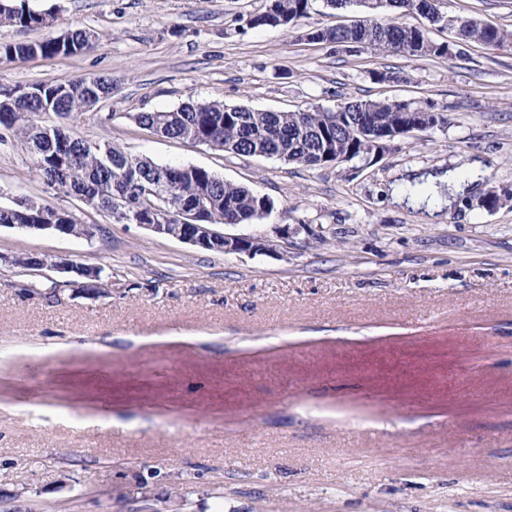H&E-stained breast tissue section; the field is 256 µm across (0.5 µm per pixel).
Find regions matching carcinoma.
Here are the masks:
<instances>
[{"instance_id": "1", "label": "carcinoma", "mask_w": 512, "mask_h": 512, "mask_svg": "<svg viewBox=\"0 0 512 512\" xmlns=\"http://www.w3.org/2000/svg\"><path fill=\"white\" fill-rule=\"evenodd\" d=\"M313 0H269L265 12L247 19L251 28L271 26L290 32L309 16ZM337 12L358 6L365 13L360 19L312 29L311 42L328 44L348 53L370 51L403 57L450 59L459 44L485 46L501 44L507 33L497 27L463 18L454 29L453 40L432 38L431 29L444 26L438 4L425 7L426 0H323ZM416 13L428 21L417 27L405 22ZM0 23L23 29L46 27L49 15L31 10L25 3L0 0ZM98 36L76 29L59 38L35 43L0 44V61L40 55L53 58L82 53L95 46ZM36 94L18 101L0 100V144L11 143L34 157L35 171L51 188L75 194L91 207L107 213L131 211L145 206L135 191V181H165L174 196L168 201L150 199V210H173L182 202L207 199L206 209L197 213V224H252L273 211L275 203L249 189L224 181L197 166H161L146 157L126 152L109 141L91 142L72 136L62 120L91 111L101 93L112 92L106 78L75 79L65 85L45 81L35 85ZM420 112L430 113V128L448 125L447 108L433 102L418 106L404 100L345 98L333 108L316 107L307 111L275 112L246 105L228 106L222 102L186 103L176 109L143 112L137 123L157 129L163 137L187 140L235 156H264L309 169L325 166L322 152L327 145L344 160L373 154V134L357 127L366 117L401 139L408 137L409 125ZM0 224H66L70 234L91 235L74 218L48 203L25 200L19 207H0Z\"/></svg>"}]
</instances>
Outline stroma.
Masks as SVG:
<instances>
[{
  "label": "stroma",
  "mask_w": 512,
  "mask_h": 512,
  "mask_svg": "<svg viewBox=\"0 0 512 512\" xmlns=\"http://www.w3.org/2000/svg\"><path fill=\"white\" fill-rule=\"evenodd\" d=\"M26 3L51 25L2 24L0 44L101 39L0 61V92L111 79L74 136L274 201L227 234L295 232L281 258L196 249L53 191L0 145L1 206L44 200L101 227L90 241L0 227V512H512V43L449 60L338 52L303 38L337 22L322 0L292 33L240 29L267 0ZM441 10L512 30V0ZM350 96L433 102L448 125L309 170L135 120ZM18 254L104 267L108 293H29L6 262ZM99 38L100 36L86 30L76 29L62 39L57 37L35 43L0 44V61L25 59L36 55L45 58L75 55L93 48Z\"/></svg>",
  "instance_id": "1"
}]
</instances>
